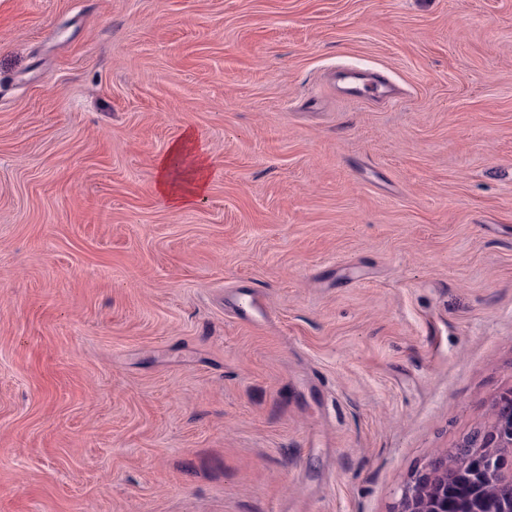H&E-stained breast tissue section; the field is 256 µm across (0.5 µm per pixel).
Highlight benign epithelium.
<instances>
[{
  "label": "benign epithelium",
  "mask_w": 512,
  "mask_h": 512,
  "mask_svg": "<svg viewBox=\"0 0 512 512\" xmlns=\"http://www.w3.org/2000/svg\"><path fill=\"white\" fill-rule=\"evenodd\" d=\"M396 512H512V392L497 400L489 429L403 487Z\"/></svg>",
  "instance_id": "7a95c632"
}]
</instances>
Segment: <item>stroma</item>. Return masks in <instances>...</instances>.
I'll return each instance as SVG.
<instances>
[{"mask_svg": "<svg viewBox=\"0 0 512 512\" xmlns=\"http://www.w3.org/2000/svg\"><path fill=\"white\" fill-rule=\"evenodd\" d=\"M510 390L512 0H0V512H394ZM336 82L344 94L354 101L377 98L390 101L398 98V91L383 73L367 71L357 66H345L336 70ZM210 163L195 151L194 135L186 132L168 149L157 166L156 189L173 209H185L196 204L206 192ZM238 285L234 292L227 298L226 306L237 319L251 324L261 325L270 318V312L263 297L254 291L242 292Z\"/></svg>", "mask_w": 512, "mask_h": 512, "instance_id": "35a3bbf8", "label": "stroma"}]
</instances>
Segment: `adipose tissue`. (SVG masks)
<instances>
[{"label": "adipose tissue", "instance_id": "ef3b65f1", "mask_svg": "<svg viewBox=\"0 0 512 512\" xmlns=\"http://www.w3.org/2000/svg\"><path fill=\"white\" fill-rule=\"evenodd\" d=\"M210 177L208 159L194 148L193 133H185L168 149L157 166L156 189L174 209L196 204L205 193Z\"/></svg>", "mask_w": 512, "mask_h": 512}]
</instances>
